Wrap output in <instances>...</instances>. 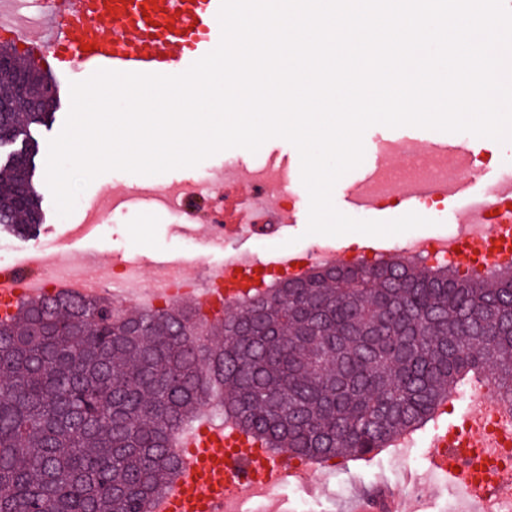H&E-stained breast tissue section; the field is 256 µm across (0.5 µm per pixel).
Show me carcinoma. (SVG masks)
I'll return each mask as SVG.
<instances>
[{
	"instance_id": "carcinoma-1",
	"label": "carcinoma",
	"mask_w": 512,
	"mask_h": 512,
	"mask_svg": "<svg viewBox=\"0 0 512 512\" xmlns=\"http://www.w3.org/2000/svg\"><path fill=\"white\" fill-rule=\"evenodd\" d=\"M0 70V129L51 116L13 102ZM23 163L0 173V224L19 207ZM197 307L125 316L65 291L0 319V512H149L176 481V436L211 403L263 448L366 457L429 421L458 385L493 372L512 406V264L485 277L393 256L367 268L319 265L276 282L210 328Z\"/></svg>"
}]
</instances>
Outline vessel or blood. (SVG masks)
<instances>
[{"label":"vessel or blood","mask_w":512,"mask_h":512,"mask_svg":"<svg viewBox=\"0 0 512 512\" xmlns=\"http://www.w3.org/2000/svg\"><path fill=\"white\" fill-rule=\"evenodd\" d=\"M221 0H44L41 11L25 21L8 8H0V29L13 30L23 25L39 32L38 46L51 54L53 71L65 74L78 71L91 76L108 69L120 72L180 74L194 62L214 50L221 39L218 12ZM431 151L448 156L454 164L471 159L474 146L469 142L431 144ZM252 178L240 171L234 183L227 186L225 223L210 234L211 246L220 247L229 239H240L252 227L254 197ZM468 183L450 179H432L409 183L402 187L405 202L424 198H454L465 194ZM195 199L191 182L164 190L150 177L113 191V202L147 201L160 205L170 198ZM503 196H512V182L497 181L477 198V209L458 213L456 222L462 235H471L481 210L496 205ZM349 208L372 211L377 207L370 179L357 183L346 195ZM512 226L498 224L472 237L474 245L491 239L495 247L488 258L495 264H512V245L505 239ZM240 450L232 470L224 468L225 433L215 428L200 435L178 438L177 447L189 449L183 457L180 475L166 495L155 501L151 512H224L229 500H239L246 490H262L275 494L288 476L285 463L275 459L255 460L248 450L249 440L238 435ZM512 488V471L500 473L490 485H476L472 493L481 503ZM354 512H406L402 499L388 495L383 501L364 499Z\"/></svg>","instance_id":"b4317fda"}]
</instances>
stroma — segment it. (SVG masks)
<instances>
[{"instance_id":"1","label":"stroma","mask_w":512,"mask_h":512,"mask_svg":"<svg viewBox=\"0 0 512 512\" xmlns=\"http://www.w3.org/2000/svg\"><path fill=\"white\" fill-rule=\"evenodd\" d=\"M80 79L77 73L57 76L56 106L52 120L30 128L31 137L38 143L34 180L45 178L48 142L61 131L70 108V85ZM407 135L431 141L441 137L437 130L413 126L390 128L376 124L369 127L363 137L365 159H372L378 145L389 141L397 147L396 152L389 157V165L395 169L404 167L407 159L398 147ZM268 156L276 158L285 167L292 180L297 203L295 207L284 209V224L269 235L267 240L251 237L242 242H227L220 250H208L202 245V238L209 231L208 225H199L197 237L189 240L180 229L183 214L147 206L105 216L102 225L94 227L90 235L64 238L63 230L82 219L92 201H109L113 187L138 180L137 175L131 173L110 171L92 181L79 197L70 217H59L51 194H44L42 223L26 231L0 227V251L14 253L36 244L43 252L57 255L67 265L79 269L83 275L98 279L105 276L112 265L113 256L118 255L135 260L137 274L146 283L153 277V261L159 256L180 258L188 252H195L197 260L185 269L184 274L197 279L203 278L207 266L221 263L225 253L234 250L260 256L265 246L275 247L284 243L294 256H304L311 244L310 238L304 235L308 222L309 195L301 181L299 152L289 141L282 138L269 139L255 153L240 147L230 148L206 158L197 166L156 175L155 181L158 186L167 187L183 179L194 181L204 175L212 177L228 162H239L249 169L261 158ZM475 158L482 175L474 180L470 196L484 193L493 181L501 178L505 168L512 166V140L500 143L489 138L478 139ZM470 196L454 198L448 207L445 223L414 229V236L434 237L454 233L457 229L456 215L466 207ZM463 389V395L452 407L438 412L415 431L414 447L398 444L366 458L338 456L333 464L323 465L311 474L307 485L300 487L292 483L284 486L279 495L287 512H295L301 503L305 504L308 512H347L359 494L366 493L379 498L392 491L402 495L414 486L418 487L421 499L420 507L415 508L414 512H448L451 481L448 476L437 474L430 468V443L435 434L451 429L459 423L465 412L476 409L474 392H492L496 385L493 380L481 377L467 381Z\"/></svg>"}]
</instances>
